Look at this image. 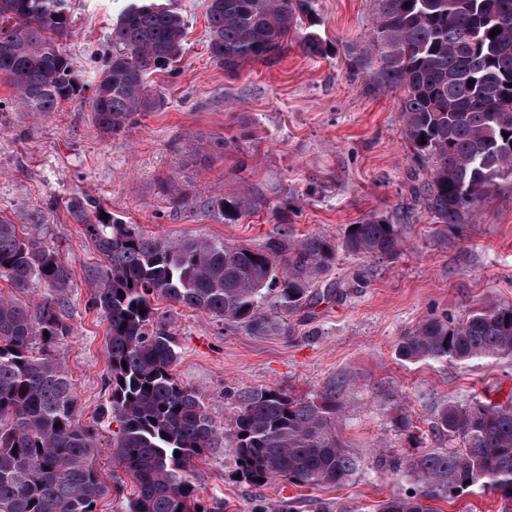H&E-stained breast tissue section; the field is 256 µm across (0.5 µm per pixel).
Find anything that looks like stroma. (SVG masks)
<instances>
[{
    "mask_svg": "<svg viewBox=\"0 0 512 512\" xmlns=\"http://www.w3.org/2000/svg\"><path fill=\"white\" fill-rule=\"evenodd\" d=\"M304 30L318 33L325 56L307 58L297 40L273 62L228 74L207 51L209 0H177L187 20L180 73L151 76L162 107L135 116L119 136L100 132L88 100L57 112L9 105L0 82V216L59 250L72 271L68 308L74 334L56 348L72 374L81 419L106 403L108 324L93 307L92 272L101 256L66 211L76 194L90 196L116 220L180 240L204 236L260 247L277 232L337 241L348 225L377 219L405 239L394 258L339 254L331 299L288 316V330L256 336L167 300L158 315L179 341L175 372L205 395L224 445L199 461L197 486L223 512H373L393 494L415 491L395 469L456 440L435 424L444 402L504 400L512 391V357L466 364H410L398 344L429 314L466 317L486 297L512 303V181L478 205L476 219L436 224L417 193L429 172L403 136L400 95L371 74H349L345 57L365 48L377 0H309ZM123 0H69L73 22L64 44L79 82H93L99 54ZM176 181L187 198L170 208L160 188ZM245 194L256 206L225 223L204 201ZM340 387V431L359 459L357 472L335 487L238 479L230 427L238 389L282 388L294 396Z\"/></svg>",
    "mask_w": 512,
    "mask_h": 512,
    "instance_id": "1",
    "label": "stroma"
}]
</instances>
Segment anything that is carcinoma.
Instances as JSON below:
<instances>
[{
  "instance_id": "obj_1",
  "label": "carcinoma",
  "mask_w": 512,
  "mask_h": 512,
  "mask_svg": "<svg viewBox=\"0 0 512 512\" xmlns=\"http://www.w3.org/2000/svg\"><path fill=\"white\" fill-rule=\"evenodd\" d=\"M308 5L210 0V58L237 73L273 60L290 36L308 57L327 54L317 33H298V13ZM378 5L367 48L349 54L346 66L354 74L371 71L380 86L401 92L412 155L432 162L426 197L433 223L466 224L498 181L512 179V0ZM70 25L68 0H0V79L13 89L14 104L53 112L81 96L85 86L76 84L59 46ZM494 29L500 33L492 38ZM185 35L172 0H127L112 25V52L90 87L93 120L104 134L116 137L134 116L161 106L147 76L176 77ZM212 206L234 222L252 202L227 196ZM66 209L103 258L93 273V306L108 322L109 399L97 421L80 422L75 384L54 355L73 331L66 311L71 271L58 250L0 218V279L10 285V294L0 295V512H97L111 493L126 500L127 512H216L196 495L195 461L223 447L224 429L204 394L177 379L178 341L158 323L155 299L257 335L284 331L286 315L333 293L316 284L339 252L385 259L404 245L399 226L382 221L347 228L339 243L288 230L255 249L200 236H149L137 224L102 219L88 196L70 197ZM35 282L43 298H20ZM272 293L275 312L265 307ZM398 356L410 364L512 356V304L488 299L458 321L432 313L402 337ZM235 400L236 466L246 482L320 487L356 472L339 432L336 388L299 398L245 387ZM435 418L461 447L410 460L420 489L382 501L375 512H437L422 499L455 500L474 488L500 495L504 512H512V404L448 401ZM105 421L118 425L113 448L127 483H107L96 466Z\"/></svg>"
}]
</instances>
